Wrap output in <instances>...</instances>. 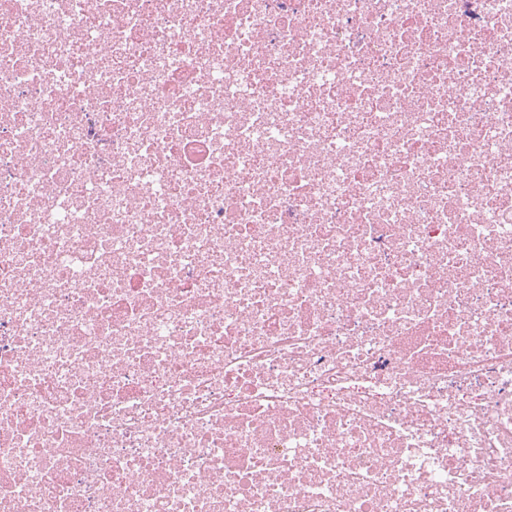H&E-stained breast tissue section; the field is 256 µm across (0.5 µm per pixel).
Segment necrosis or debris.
I'll return each instance as SVG.
<instances>
[{
	"label": "necrosis or debris",
	"instance_id": "1",
	"mask_svg": "<svg viewBox=\"0 0 512 512\" xmlns=\"http://www.w3.org/2000/svg\"><path fill=\"white\" fill-rule=\"evenodd\" d=\"M0 512H512V0H0Z\"/></svg>",
	"mask_w": 512,
	"mask_h": 512
}]
</instances>
